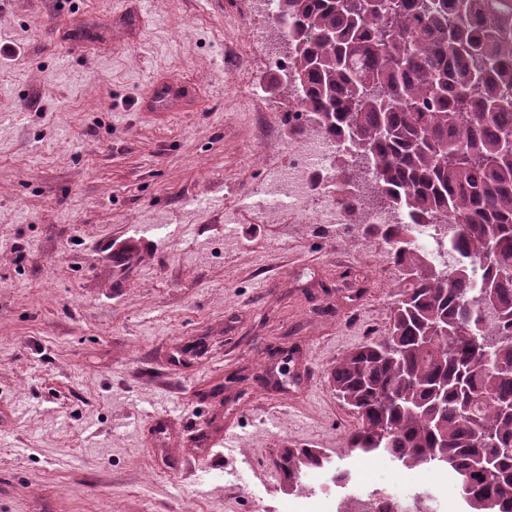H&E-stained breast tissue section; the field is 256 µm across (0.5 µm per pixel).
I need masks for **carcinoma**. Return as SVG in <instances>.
Masks as SVG:
<instances>
[{"label":"carcinoma","mask_w":512,"mask_h":512,"mask_svg":"<svg viewBox=\"0 0 512 512\" xmlns=\"http://www.w3.org/2000/svg\"><path fill=\"white\" fill-rule=\"evenodd\" d=\"M379 3L277 0L288 68L264 81L301 110L288 138L357 147L332 181L398 272L387 332L332 372L358 420L347 448L446 466L466 512H512V0ZM379 210L401 222L372 223ZM277 466L290 487L307 469L349 481L318 448Z\"/></svg>","instance_id":"1"}]
</instances>
